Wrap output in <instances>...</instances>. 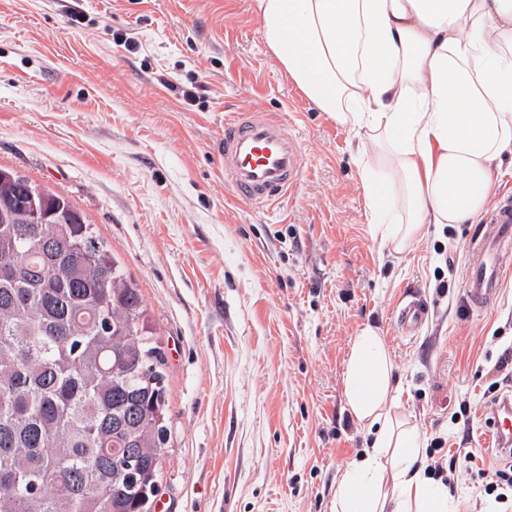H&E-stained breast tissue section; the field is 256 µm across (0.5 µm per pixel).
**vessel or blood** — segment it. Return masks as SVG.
Segmentation results:
<instances>
[{
	"mask_svg": "<svg viewBox=\"0 0 512 512\" xmlns=\"http://www.w3.org/2000/svg\"><path fill=\"white\" fill-rule=\"evenodd\" d=\"M224 176L250 206L264 209L290 195L302 170V152L282 124L272 117L237 112L224 120V136L216 146ZM471 244L479 255L463 275L467 301L484 309L494 304L507 274L512 273V195L504 193L488 222ZM427 304L419 297L403 298L396 322L403 336H413L426 322ZM485 431L498 453L512 450V399L490 404Z\"/></svg>",
	"mask_w": 512,
	"mask_h": 512,
	"instance_id": "b4317fda",
	"label": "vessel or blood"
}]
</instances>
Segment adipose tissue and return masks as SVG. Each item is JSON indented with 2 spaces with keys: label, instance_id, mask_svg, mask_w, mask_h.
Returning <instances> with one entry per match:
<instances>
[{
  "label": "adipose tissue",
  "instance_id": "1",
  "mask_svg": "<svg viewBox=\"0 0 512 512\" xmlns=\"http://www.w3.org/2000/svg\"><path fill=\"white\" fill-rule=\"evenodd\" d=\"M300 92L359 143L373 236L396 254L427 224H472L512 159V0H251ZM346 404L373 433L341 474L334 512H457L394 404L377 327L353 336Z\"/></svg>",
  "mask_w": 512,
  "mask_h": 512
}]
</instances>
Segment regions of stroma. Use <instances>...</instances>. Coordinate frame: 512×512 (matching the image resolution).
<instances>
[{
  "mask_svg": "<svg viewBox=\"0 0 512 512\" xmlns=\"http://www.w3.org/2000/svg\"><path fill=\"white\" fill-rule=\"evenodd\" d=\"M194 76L206 92L187 106L176 88ZM240 111L278 119L303 154L295 193L268 211L232 200L213 154ZM0 166L73 202L141 290L167 359V512H333L371 441L343 386L366 324L423 446L443 437L488 468L481 416L512 345V279L469 305L470 224L425 225L400 255L372 238L352 132L289 79L250 0H0ZM413 290L430 315L405 337L394 312ZM450 497L499 508L471 472Z\"/></svg>",
  "mask_w": 512,
  "mask_h": 512,
  "instance_id": "1",
  "label": "stroma"
}]
</instances>
